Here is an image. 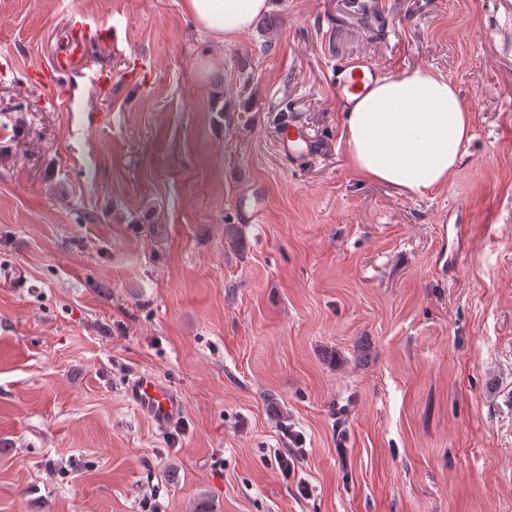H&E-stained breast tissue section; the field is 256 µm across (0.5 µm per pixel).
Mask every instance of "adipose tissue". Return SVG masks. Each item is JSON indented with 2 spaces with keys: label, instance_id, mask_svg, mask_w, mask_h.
I'll use <instances>...</instances> for the list:
<instances>
[{
  "label": "adipose tissue",
  "instance_id": "1",
  "mask_svg": "<svg viewBox=\"0 0 512 512\" xmlns=\"http://www.w3.org/2000/svg\"><path fill=\"white\" fill-rule=\"evenodd\" d=\"M272 0H184L209 35L233 40ZM457 89L426 69L377 80L345 114L344 139L354 171L422 195L447 181L471 139Z\"/></svg>",
  "mask_w": 512,
  "mask_h": 512
}]
</instances>
